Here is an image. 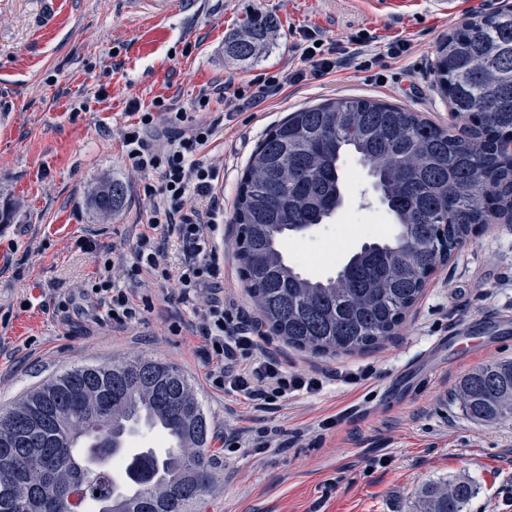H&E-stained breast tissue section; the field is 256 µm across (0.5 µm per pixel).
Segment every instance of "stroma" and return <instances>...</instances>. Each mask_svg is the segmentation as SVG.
Here are the masks:
<instances>
[{"label": "stroma", "instance_id": "stroma-1", "mask_svg": "<svg viewBox=\"0 0 512 512\" xmlns=\"http://www.w3.org/2000/svg\"><path fill=\"white\" fill-rule=\"evenodd\" d=\"M512 6V0H468L453 16L433 0H405L398 10L373 0H61L54 17L45 0H0V201L17 213L0 224V340L29 358L0 356V409L76 364L157 359L189 378L207 410L213 433L225 423L257 439L278 428L283 446L263 452L211 451L215 477L196 512H416V492L429 481L463 479L475 494L465 512H512V419L481 424L467 417L454 390L474 368L512 359V223L479 226L448 264L433 273L403 328L381 347L362 353L313 356L280 339L271 347L289 371L362 370L365 381L332 382L277 412L251 408L236 393L206 385L195 350L198 338L170 326L177 303L155 302L132 334L97 323L93 306L63 321L46 303L54 289L76 290L96 267L79 240L96 230L111 247L130 225L144 222V187L156 176L136 173L118 133L131 122V105L152 109L159 98L191 105L201 86L233 79L245 85L287 64L295 32L321 33L327 44L370 38L378 63L301 82L278 99L237 113L220 126L207 154L224 165V277L250 319L258 314L238 274L234 204L242 173L266 132L290 112L328 98H373L418 112L451 131L462 128L433 84L438 45L464 18ZM278 25L274 47L258 61H240L227 38L249 14ZM411 41L409 56L384 51ZM341 208L324 223L293 235L284 256L307 278L336 274L361 246L395 233L371 177L357 156L344 155ZM106 178L125 183L124 206L102 219L88 200ZM456 336L480 338L471 353L438 346ZM335 418L317 437L313 427Z\"/></svg>", "mask_w": 512, "mask_h": 512}]
</instances>
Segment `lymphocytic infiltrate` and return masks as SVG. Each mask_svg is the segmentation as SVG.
<instances>
[{"label": "lymphocytic infiltrate", "mask_w": 512, "mask_h": 512, "mask_svg": "<svg viewBox=\"0 0 512 512\" xmlns=\"http://www.w3.org/2000/svg\"><path fill=\"white\" fill-rule=\"evenodd\" d=\"M350 42V47L327 54L318 46L316 36L303 35L292 44V66L260 80L255 89L229 80L215 82L200 88L188 108L175 99H159L155 111L165 112V126H158L154 111H147L120 131L134 169L157 174L158 182L145 187L150 199L146 230L101 255L92 285L83 289L81 296L107 315L113 329L128 331L139 323L142 308L153 305L148 296H141V305L133 303L134 296H140L143 274L170 285L166 301L186 309L172 331L200 339L197 353L203 359L206 384L240 394L259 410L300 393H318L329 377L288 371L267 351L264 336L242 318L232 289L225 287L220 253L224 204L216 195L224 169L202 155L220 122L196 120L187 112L206 110L215 97L223 99L225 112H243L307 79L372 64L369 39L357 35ZM160 232L176 236L182 244L183 261L178 269H171L165 259L156 239Z\"/></svg>", "instance_id": "f902f5d3"}]
</instances>
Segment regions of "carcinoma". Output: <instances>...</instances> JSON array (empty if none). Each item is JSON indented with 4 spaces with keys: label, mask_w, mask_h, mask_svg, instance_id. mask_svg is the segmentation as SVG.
<instances>
[{
    "label": "carcinoma",
    "mask_w": 512,
    "mask_h": 512,
    "mask_svg": "<svg viewBox=\"0 0 512 512\" xmlns=\"http://www.w3.org/2000/svg\"><path fill=\"white\" fill-rule=\"evenodd\" d=\"M277 23L253 15L228 49L256 60ZM435 76L451 85V111L470 122L458 138L415 113L369 98L328 100L291 113L250 157L234 223L243 282L268 331L313 355L373 348L393 336L430 275L448 262L490 211L512 216V161L499 151L512 136V9L467 21L438 50ZM359 156L392 216L391 239L354 253L335 277L312 280L284 258L290 234L321 224L342 206V155ZM125 185L107 180L93 192L100 214L124 203ZM455 397L476 422L512 418V360L481 365L458 383ZM146 410L181 439L180 455L136 453L127 479L133 501L112 512H190L213 480L210 428L202 401L175 366L134 359L63 369L0 412V512H71L67 488L79 485L98 505L116 495L110 471L90 472L79 459L115 447L122 422ZM474 495L465 480L429 483L419 512H463Z\"/></svg>",
    "instance_id": "1"
}]
</instances>
